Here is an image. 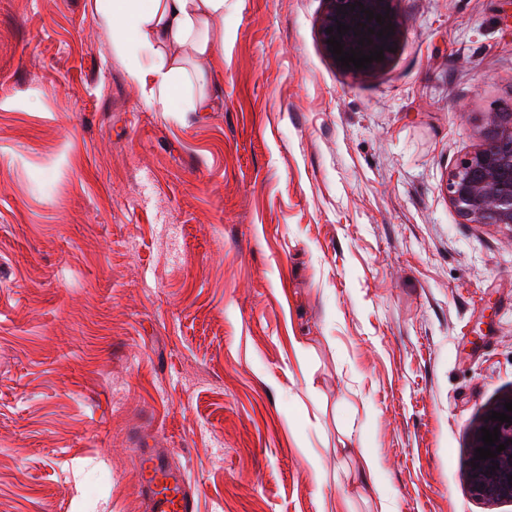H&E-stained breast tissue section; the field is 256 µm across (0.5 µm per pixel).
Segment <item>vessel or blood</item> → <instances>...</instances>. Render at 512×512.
Segmentation results:
<instances>
[{"label": "vessel or blood", "mask_w": 512, "mask_h": 512, "mask_svg": "<svg viewBox=\"0 0 512 512\" xmlns=\"http://www.w3.org/2000/svg\"><path fill=\"white\" fill-rule=\"evenodd\" d=\"M168 448H143L140 493L147 512H197V495L186 476L172 462Z\"/></svg>", "instance_id": "b4317fda"}]
</instances>
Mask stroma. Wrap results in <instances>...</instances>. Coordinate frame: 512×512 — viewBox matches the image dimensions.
Masks as SVG:
<instances>
[{
  "label": "stroma",
  "mask_w": 512,
  "mask_h": 512,
  "mask_svg": "<svg viewBox=\"0 0 512 512\" xmlns=\"http://www.w3.org/2000/svg\"><path fill=\"white\" fill-rule=\"evenodd\" d=\"M327 7L225 0L211 111L164 112L93 0H0V512H144L142 446L199 512H375L362 445L395 512H512L469 484L512 225L444 190L512 111V0H399L359 75ZM380 469V462L371 448H359L357 469L354 473L356 484L362 491L374 498L379 506V512H392L386 496L377 481V473Z\"/></svg>",
  "instance_id": "stroma-1"
}]
</instances>
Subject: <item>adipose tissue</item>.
<instances>
[{
  "instance_id": "1",
  "label": "adipose tissue",
  "mask_w": 512,
  "mask_h": 512,
  "mask_svg": "<svg viewBox=\"0 0 512 512\" xmlns=\"http://www.w3.org/2000/svg\"><path fill=\"white\" fill-rule=\"evenodd\" d=\"M225 0H94V10L127 60V75L149 102L164 112H207L200 88L203 69H188L191 52L213 58L218 48L211 23L223 16Z\"/></svg>"
}]
</instances>
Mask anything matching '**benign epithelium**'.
Instances as JSON below:
<instances>
[{
	"label": "benign epithelium",
	"instance_id": "benign-epithelium-1",
	"mask_svg": "<svg viewBox=\"0 0 512 512\" xmlns=\"http://www.w3.org/2000/svg\"><path fill=\"white\" fill-rule=\"evenodd\" d=\"M398 0H327L328 10L321 26L324 49H329L327 39H341L343 51L350 49L368 55L383 48L384 58L367 64V68H348L353 74L370 73L384 68L393 56L390 49L397 47L400 37V20L397 12ZM385 17L378 23L367 19L364 11ZM343 23L350 30L342 36L328 29ZM391 26V35L380 37L377 31ZM374 33H368V29ZM371 40L360 45L359 40ZM446 194L457 214L468 224H512V112H491L486 119L484 143L474 151L458 159L448 173ZM512 395L498 401L487 416L483 417L475 429L472 448L484 446L481 428L499 430V443L506 449L486 460H474L476 452H471V463L479 464L470 468L471 489L474 495L488 500H512V422L494 421L488 418L492 412H512L505 403Z\"/></svg>",
	"mask_w": 512,
	"mask_h": 512
}]
</instances>
